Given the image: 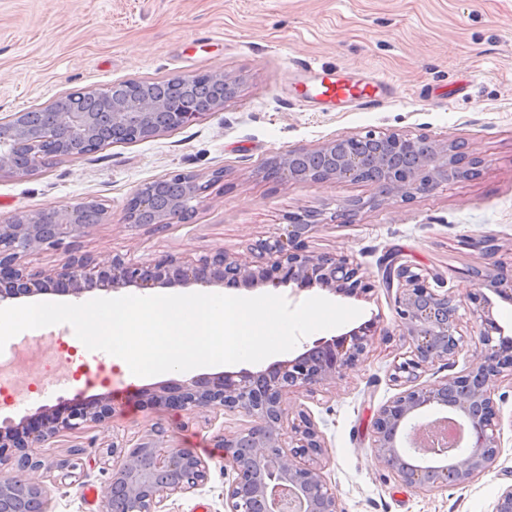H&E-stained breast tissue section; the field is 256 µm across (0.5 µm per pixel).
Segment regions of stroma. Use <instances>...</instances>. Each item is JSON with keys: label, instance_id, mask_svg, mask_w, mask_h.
Masks as SVG:
<instances>
[{"label": "stroma", "instance_id": "stroma-1", "mask_svg": "<svg viewBox=\"0 0 512 512\" xmlns=\"http://www.w3.org/2000/svg\"><path fill=\"white\" fill-rule=\"evenodd\" d=\"M302 64L374 73L392 82L394 92L375 108L321 112L306 102ZM220 70L239 74L242 85L236 99L206 119L0 177V221L92 199L105 216L77 239L76 249L144 263L165 255L195 261L220 248L243 256L258 240L287 237L291 215L317 212L308 250L354 259L376 285L362 296H335V303L360 309L351 327L376 318L392 333L389 341H374L368 360L335 383L291 397L324 434L323 474L341 512H490L512 485V383L503 382L495 396L503 417L498 462L464 486L430 493L402 487L374 456L370 428L396 393L391 365L408 348L396 334L393 302L379 286L386 251H401L404 261L438 277L472 345L480 326L469 313L475 287L469 271L488 263L475 241L493 238L497 259L512 270V0H0V114L130 78ZM369 130L464 142L485 164L477 176L432 193L364 209L351 224L334 216L348 200L372 196L370 183L284 186L263 176L266 163L289 149ZM218 170L224 177L216 182ZM176 173L197 175L204 186L190 201L192 217L164 227L127 223L134 193ZM171 378L186 375L94 388L51 382L38 393L14 394L0 410V428L36 421L80 392L111 396L110 423L61 434L39 450L42 472L55 482V512H100L113 465L107 448H132L155 425L170 444L211 460L206 486L173 496L168 512H225L224 485L234 473L221 469L215 443L249 419L221 410H150L134 399L137 388Z\"/></svg>", "mask_w": 512, "mask_h": 512}]
</instances>
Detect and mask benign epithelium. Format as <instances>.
Returning <instances> with one entry per match:
<instances>
[{
	"mask_svg": "<svg viewBox=\"0 0 512 512\" xmlns=\"http://www.w3.org/2000/svg\"><path fill=\"white\" fill-rule=\"evenodd\" d=\"M204 77L224 86V98L215 100L196 93L183 105L177 99L149 94L129 96L115 83L106 111L84 108L62 97L52 104V120L46 125L29 126L27 111L0 116V175L28 173L41 158L34 148L27 164H21L11 150L18 138L35 134L36 143L47 140L84 156L97 151L95 138L104 128H122L134 143L152 139L213 115L239 93L241 79L234 73L206 72ZM274 163L279 170L273 178L289 182L359 181L369 172L377 197L383 201L428 194L443 182L465 177L448 144L426 133L342 135L313 147L291 149ZM166 181L165 177L156 179L135 193L128 210L129 222H135L134 211L151 206L155 189ZM94 204L85 200L16 213L0 224V302L35 292L79 294L93 287L144 289L175 283L248 288L294 284L298 292L319 287L333 294L355 296L380 286L393 297L398 327L409 350L399 355L389 374L390 382L401 392L383 404L374 418V455L400 485L420 492L465 485L494 468L501 427L494 396L502 378L512 380V338L505 336L504 328L493 318L481 288L493 287L512 300V278L504 277L498 265L479 270L474 278L476 288L469 294L474 304L470 313L480 323L473 360L459 375L423 384L420 379L434 367H453L468 345L460 333L454 298L437 292L429 278L402 261L400 255L392 252L387 256L377 286L349 257L308 251L304 240L318 218L305 214L290 218L286 240L254 244L250 254H258L256 260L217 250L192 263L166 256L142 264L119 256L94 257L69 251L53 272L43 277L19 263L33 249L58 247L67 239L88 234L97 225L88 217ZM366 205L361 199L349 200L336 212V218L351 223ZM186 215L174 197L157 223L171 224ZM390 336L388 329L370 321L340 336L320 338L296 357L264 370L241 369L170 380L138 391L137 397L150 409L190 414L225 410L250 418L247 427L216 440L224 466L236 473L224 488L225 512H293L296 504L299 512H341L336 492L323 475L324 435L307 409L292 404L289 396L315 393L344 371L366 362L376 338L386 340ZM439 404H451L463 414V449L453 454L449 464L413 466L405 459L397 436L422 410ZM114 413L110 397L80 396L54 408L24 434L16 429L0 430V458L10 454L16 458L15 469L0 475V512H54L53 498L41 492V461L28 449L43 447L65 431L103 424ZM112 457V479L102 502H118L121 512H166V502L172 496L194 493L209 479V465L195 449L172 447L158 438L123 453L114 447Z\"/></svg>",
	"mask_w": 512,
	"mask_h": 512,
	"instance_id": "obj_1",
	"label": "benign epithelium"
}]
</instances>
